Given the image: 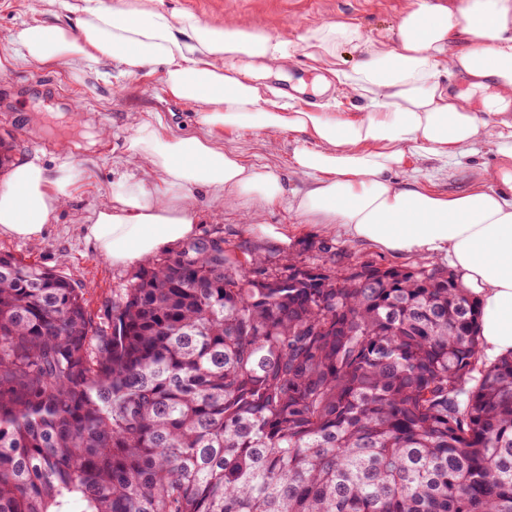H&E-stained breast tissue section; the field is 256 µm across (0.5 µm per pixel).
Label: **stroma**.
<instances>
[{
	"label": "stroma",
	"instance_id": "obj_1",
	"mask_svg": "<svg viewBox=\"0 0 512 512\" xmlns=\"http://www.w3.org/2000/svg\"><path fill=\"white\" fill-rule=\"evenodd\" d=\"M167 7L185 10L205 21L226 25L249 21L289 42L291 49L282 64V89L302 83L306 89L300 99L306 108L331 104L337 112L362 111L364 103L338 85L326 92L314 91L319 75L314 62L298 47L307 30L336 21L361 26L366 38L376 44L394 45L397 26L409 0H165ZM73 26L75 17L55 14L52 7H32L29 0H0V55L13 52V35L22 24ZM83 102L87 111L74 123L64 103L65 97ZM198 107L177 101L163 89V70L155 67L137 74L124 73L116 61L76 70L67 63L41 68L17 64L0 74V139L12 146L15 162L37 160L48 167L62 157H70L88 174L79 180L71 198L61 208L58 220L44 240L34 244L0 235V253L38 263L62 272L85 290L87 309L93 323H100L103 307L112 296L127 286L137 264L113 266L92 250L81 236L79 224L94 208L112 197V185L127 174L121 159L140 120L164 119L169 132L179 135L201 134L196 120ZM107 130L106 139H98L99 130ZM296 136L284 133L276 141L255 130L225 134V149L244 154L259 166L277 171L289 196L304 191L306 176L290 165ZM497 159L491 145H478L475 154L461 158L458 164L442 166L425 157H409L404 170L395 175L396 184L412 183L448 194L469 188L476 178L491 181ZM287 200L266 208L261 214L265 224H295L299 217ZM248 205L228 207L210 197L200 196L196 212L199 233L222 231L225 241L239 258L261 253L275 262L296 254L326 262L357 257L375 260L385 266L413 263L410 255H392L377 248L349 242L344 234L327 237L316 228H308L292 250L259 241L246 234L244 224L250 217Z\"/></svg>",
	"mask_w": 512,
	"mask_h": 512
}]
</instances>
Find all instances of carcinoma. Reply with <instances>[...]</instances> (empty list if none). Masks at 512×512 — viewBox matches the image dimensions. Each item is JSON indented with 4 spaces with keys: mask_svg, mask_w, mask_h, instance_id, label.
Segmentation results:
<instances>
[{
    "mask_svg": "<svg viewBox=\"0 0 512 512\" xmlns=\"http://www.w3.org/2000/svg\"><path fill=\"white\" fill-rule=\"evenodd\" d=\"M450 269L219 231L84 289L0 253V512H512V354Z\"/></svg>",
    "mask_w": 512,
    "mask_h": 512,
    "instance_id": "cac0c4a2",
    "label": "carcinoma"
}]
</instances>
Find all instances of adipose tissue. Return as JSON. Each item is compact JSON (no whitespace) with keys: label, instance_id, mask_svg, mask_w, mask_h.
Segmentation results:
<instances>
[{"label":"adipose tissue","instance_id":"1","mask_svg":"<svg viewBox=\"0 0 512 512\" xmlns=\"http://www.w3.org/2000/svg\"><path fill=\"white\" fill-rule=\"evenodd\" d=\"M76 25L32 24L15 34L17 63L42 67L61 61L88 67L115 60L134 74L160 65L169 97L198 105L200 136L168 134L141 121L129 140L125 164H147L152 180L121 182L109 205L93 210L81 232L99 255L121 267L196 237L198 194L261 209L280 203L286 188L269 167L225 150L217 133L257 130L267 136L300 134L291 164L310 180L291 205L297 224H249L246 233L285 246L305 225L385 252L445 257L460 271L481 308L483 354L512 353V0H411L390 47L365 43L358 25L325 23L307 31L299 47L337 83L365 103L358 115L309 110L299 98L267 84L288 57L287 42L246 24L218 26L164 0H51ZM466 49L450 52L453 43ZM362 48L352 69L340 52ZM473 87L493 84L496 101L474 111L449 91L440 63ZM481 143L492 144V185L440 194L395 184L408 157L426 155L450 164ZM82 170L71 159L54 168L29 160L12 166L0 186V235L41 242Z\"/></svg>","mask_w":512,"mask_h":512}]
</instances>
